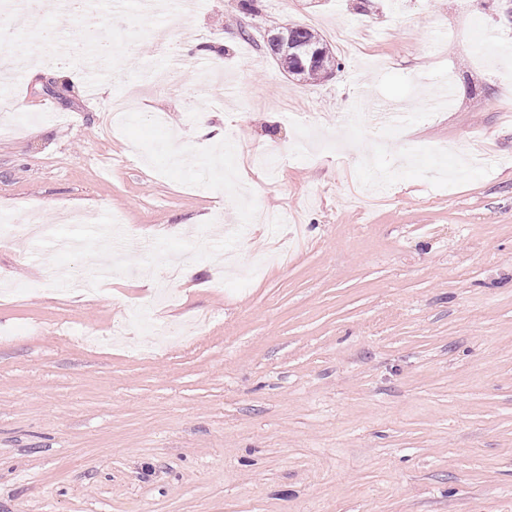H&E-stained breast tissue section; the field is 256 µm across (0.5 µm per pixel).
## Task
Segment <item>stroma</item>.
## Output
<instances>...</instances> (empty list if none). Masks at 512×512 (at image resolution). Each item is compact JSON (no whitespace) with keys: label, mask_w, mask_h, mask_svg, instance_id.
I'll return each mask as SVG.
<instances>
[{"label":"stroma","mask_w":512,"mask_h":512,"mask_svg":"<svg viewBox=\"0 0 512 512\" xmlns=\"http://www.w3.org/2000/svg\"><path fill=\"white\" fill-rule=\"evenodd\" d=\"M113 2L43 7L62 43L109 38L138 64L93 88L78 55L9 78L0 126L24 129L0 133V225L108 212L136 264L157 237L238 226L227 194L101 133L175 67L131 110L198 147L210 111L259 210L297 221L95 290L93 262L58 290L53 248L0 239V512H512V0H199L164 42ZM294 24L341 68L289 77L267 37ZM219 36L212 107L193 45ZM146 304L191 347L159 352L127 318Z\"/></svg>","instance_id":"stroma-1"}]
</instances>
